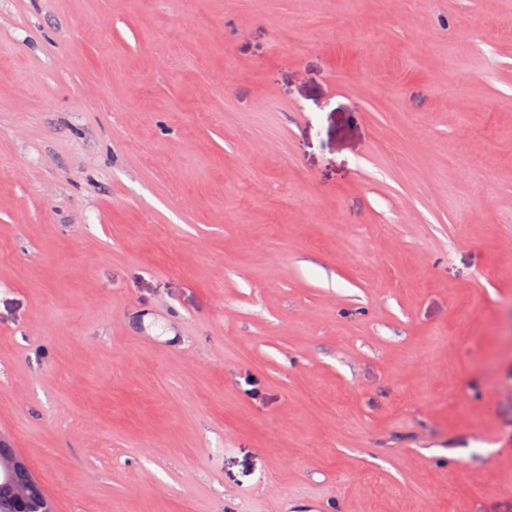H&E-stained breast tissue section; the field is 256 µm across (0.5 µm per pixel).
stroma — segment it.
Masks as SVG:
<instances>
[{
    "instance_id": "obj_1",
    "label": "stroma",
    "mask_w": 512,
    "mask_h": 512,
    "mask_svg": "<svg viewBox=\"0 0 512 512\" xmlns=\"http://www.w3.org/2000/svg\"><path fill=\"white\" fill-rule=\"evenodd\" d=\"M1 432L56 512H512V0H0Z\"/></svg>"
}]
</instances>
